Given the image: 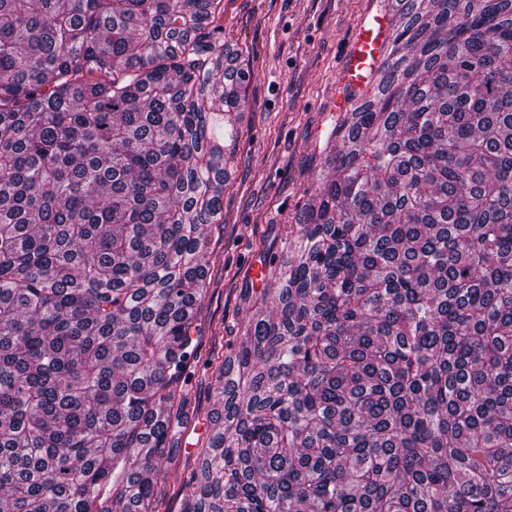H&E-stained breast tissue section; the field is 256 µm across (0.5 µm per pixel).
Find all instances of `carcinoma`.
I'll use <instances>...</instances> for the list:
<instances>
[{"mask_svg": "<svg viewBox=\"0 0 512 512\" xmlns=\"http://www.w3.org/2000/svg\"><path fill=\"white\" fill-rule=\"evenodd\" d=\"M220 2L0 0V512L157 510L249 78ZM384 8L180 512H512V0Z\"/></svg>", "mask_w": 512, "mask_h": 512, "instance_id": "obj_1", "label": "carcinoma"}]
</instances>
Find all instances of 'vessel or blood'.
<instances>
[{
	"mask_svg": "<svg viewBox=\"0 0 512 512\" xmlns=\"http://www.w3.org/2000/svg\"><path fill=\"white\" fill-rule=\"evenodd\" d=\"M381 47L380 30L362 28L355 33L351 41L348 63L336 73V81L340 88L339 108L349 106L350 93L358 90L378 65Z\"/></svg>",
	"mask_w": 512,
	"mask_h": 512,
	"instance_id": "vessel-or-blood-1",
	"label": "vessel or blood"
}]
</instances>
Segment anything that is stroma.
<instances>
[{
    "mask_svg": "<svg viewBox=\"0 0 512 512\" xmlns=\"http://www.w3.org/2000/svg\"><path fill=\"white\" fill-rule=\"evenodd\" d=\"M224 41L250 73L244 112L224 183L220 224L210 232L212 283L198 313L193 391L198 421L188 444L206 435L215 409L205 370L222 360L215 338L235 336L255 300L275 290L252 268L276 257L296 223L305 190L325 168L323 147L336 123V71L362 22L382 16L380 0H221Z\"/></svg>",
    "mask_w": 512,
    "mask_h": 512,
    "instance_id": "35a3bbf8",
    "label": "stroma"
}]
</instances>
